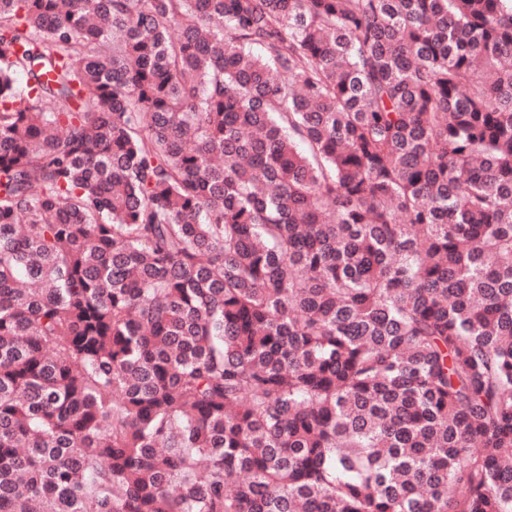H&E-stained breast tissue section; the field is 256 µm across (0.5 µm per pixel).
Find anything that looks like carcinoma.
Returning <instances> with one entry per match:
<instances>
[{
	"mask_svg": "<svg viewBox=\"0 0 512 512\" xmlns=\"http://www.w3.org/2000/svg\"><path fill=\"white\" fill-rule=\"evenodd\" d=\"M0 512H512V0H0Z\"/></svg>",
	"mask_w": 512,
	"mask_h": 512,
	"instance_id": "1",
	"label": "carcinoma"
}]
</instances>
